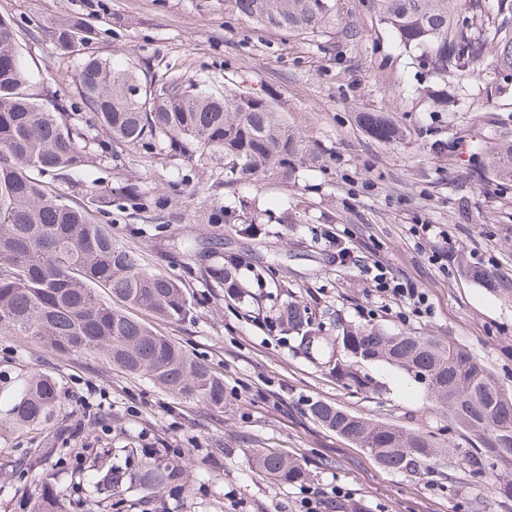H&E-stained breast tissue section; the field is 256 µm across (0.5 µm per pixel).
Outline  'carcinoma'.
<instances>
[{"label": "carcinoma", "instance_id": "obj_1", "mask_svg": "<svg viewBox=\"0 0 512 512\" xmlns=\"http://www.w3.org/2000/svg\"><path fill=\"white\" fill-rule=\"evenodd\" d=\"M380 25L392 32L398 48L417 50L415 63L425 75L443 81L472 73L489 50L503 78L512 79V0H368ZM339 0H224L229 13L263 29L290 37L331 34L339 21ZM58 55L76 63V78L65 99L37 92L20 53L21 32L0 16V335L31 336L58 353L101 354L121 372L145 377L181 397L201 396L224 407V379L160 335L128 309L181 322L191 314L190 298L168 276L143 269V255L117 242L108 229L115 219L147 220L172 206L173 198L153 194L137 183L112 200V212L98 203L65 201L52 178H70L85 166L87 131L96 127L112 139V159L129 152L165 153L203 175H217L213 187L235 189L259 180H294L319 161L323 148L311 141L270 100L255 95L233 78L218 90L206 80L181 74L142 82L140 68L118 65L97 53L96 32L84 20L51 22ZM359 125L374 139L392 144L400 129L381 112H360ZM497 178L512 182V143L479 146ZM236 211L219 203L198 211L201 224H278L246 199ZM214 287L234 299L240 295L239 266L205 269ZM466 274L496 293L512 294V279L470 267ZM106 290L112 304L99 295ZM277 323L296 334L298 348L310 354L315 334L308 308L286 305ZM336 359V382L355 391L373 383L360 364L385 363L422 385L427 397L448 418V429L469 447L458 467L469 479L512 472V392L470 350L453 342L376 327L343 325L324 339ZM60 401L50 376L25 379L9 409L17 430L46 423ZM306 414L336 435L365 449L381 466L416 473L449 439L407 430L389 421H373L322 400L307 404ZM90 455L75 476L77 500L85 512H106L136 489L134 505L148 503L180 479L178 465L140 448ZM251 467L282 483H303L309 474L297 461L270 448L250 450ZM34 512H63L48 485L28 493Z\"/></svg>", "mask_w": 512, "mask_h": 512}]
</instances>
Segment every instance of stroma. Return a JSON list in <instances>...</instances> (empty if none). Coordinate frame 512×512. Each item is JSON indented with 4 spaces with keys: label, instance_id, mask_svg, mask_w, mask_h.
Masks as SVG:
<instances>
[{
    "label": "stroma",
    "instance_id": "obj_1",
    "mask_svg": "<svg viewBox=\"0 0 512 512\" xmlns=\"http://www.w3.org/2000/svg\"><path fill=\"white\" fill-rule=\"evenodd\" d=\"M343 26L358 42L288 38L254 31L230 15L224 0H0V15L20 27L63 14L84 17L102 56L124 64L146 58L150 73L228 75L251 92L273 96L304 133L326 146L322 165L299 181L261 180L244 189L260 208L288 211L289 223L261 225L256 238L229 224H200V206L214 200L207 177L188 182L164 224L117 221L113 237L140 247L147 270L179 279L192 302L188 319L169 323L145 311L140 320L179 343L224 379V405L170 395L145 378L113 368L100 356L60 354L36 340L0 335V512H30L25 489L51 481L62 500L75 499L72 447L133 446L161 451L183 467L180 492L158 493L149 512H308L311 493L335 498L338 512H468L475 498L494 505V478L464 480L458 451L447 448L416 474L382 468L364 450L312 421L309 401L338 403L371 420L437 432L447 424L421 386L382 363L364 365L375 386L368 393L337 385L325 356L301 354L297 340L274 321L288 302L307 305L316 334L338 323L411 332L471 350L512 390V297L489 292L465 277L478 266L512 278V184L503 186L471 157L476 144L512 140V80L503 81L486 55L477 76L448 80V109L435 111L421 94L426 80L368 12L365 0H341ZM37 84L63 94L74 69L61 63L50 31L23 41ZM360 112H385L400 127L399 142L371 138L356 123ZM179 178L165 156L126 155L121 167L93 160L74 179L57 181L64 198L109 201L136 182L165 193ZM448 235L443 259L430 260L419 227ZM339 233L350 256L341 258L326 231ZM206 242L203 255L187 240ZM230 256L246 261L244 295L225 298L204 275ZM381 267L424 291L429 314L418 317L375 292L366 268ZM54 377L61 402L46 426L16 431L8 410L20 382ZM272 447L310 473L303 485L258 475L252 448Z\"/></svg>",
    "mask_w": 512,
    "mask_h": 512
}]
</instances>
